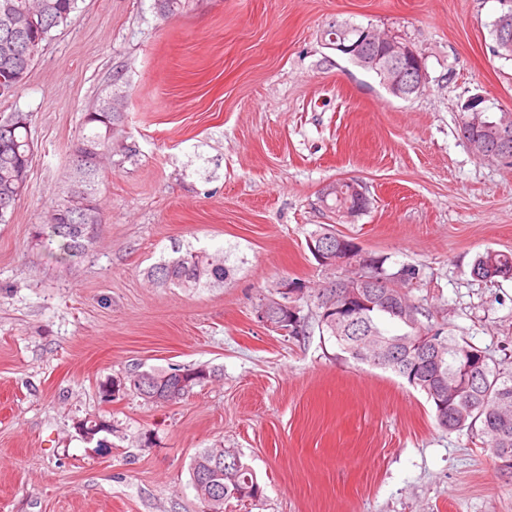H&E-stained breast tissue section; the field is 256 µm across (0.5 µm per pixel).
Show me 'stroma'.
I'll return each mask as SVG.
<instances>
[{
	"label": "stroma",
	"instance_id": "1",
	"mask_svg": "<svg viewBox=\"0 0 512 512\" xmlns=\"http://www.w3.org/2000/svg\"><path fill=\"white\" fill-rule=\"evenodd\" d=\"M504 0H80L0 113L32 114L28 189L0 224V512H202L191 461L237 449L263 493L224 512H512V472L479 428L441 429L425 395L344 357L311 329L259 323L282 280L334 278L306 244L319 224L411 267L423 323L512 369V278L476 280L488 250L512 251V166L474 154L460 105L512 110V60L493 56ZM373 25L423 56L404 101L328 48L337 21ZM124 121L105 164V220L81 261L39 241L70 147L104 89ZM360 181L348 223L325 185ZM223 250L224 284L153 285L175 250ZM203 365L180 403L101 384ZM114 431L101 454L79 423ZM342 185L348 186L350 189V194L354 195L355 200L353 204L348 203L350 201L348 197L343 196L340 198L336 196V193H339V190ZM334 191H336V193L331 194ZM329 194L331 195L328 196ZM323 197L327 198L323 200V202L325 203V208L329 212L336 214L343 209V211L341 212L342 223L350 221L353 217L357 216L362 211H364L368 203V198L366 197L364 190H362L361 186L358 183L351 182L350 180H344L342 182H338L336 184L329 186L325 190ZM347 203L348 208L344 209L347 206Z\"/></svg>",
	"mask_w": 512,
	"mask_h": 512
}]
</instances>
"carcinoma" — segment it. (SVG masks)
Instances as JSON below:
<instances>
[{
  "instance_id": "1",
  "label": "carcinoma",
  "mask_w": 512,
  "mask_h": 512,
  "mask_svg": "<svg viewBox=\"0 0 512 512\" xmlns=\"http://www.w3.org/2000/svg\"><path fill=\"white\" fill-rule=\"evenodd\" d=\"M79 0H0V85L17 90L24 82L45 44L58 28L70 25L78 11ZM107 95H100L85 112L82 130L71 147L72 160L68 176L71 186L82 194V200L102 215L99 194L102 183V164L95 160V150L112 154L117 128L123 123L124 113L104 107ZM28 114L13 113L0 120V224L8 223L22 192L18 190L17 174L30 171L33 150L29 129L12 127L14 119ZM512 123V110L485 113L487 125L478 131L480 140L496 147L495 128L504 117ZM80 206L68 207L64 197L55 200L48 211L41 238L56 246L61 258L72 261L83 257L93 244L91 225L84 223ZM325 240L324 257L336 256V232L321 224L310 232ZM387 258L373 257L376 276L387 282H401L405 288L413 286L418 277L413 268L391 272ZM231 269L226 266L224 252L188 249L176 257L163 259L146 271L147 277L159 286H175L193 291L224 283ZM481 279L512 276V252L487 251L479 255L472 268ZM380 288L366 289V305L360 308L359 324L345 330L336 326V313L330 308L329 289L315 290L314 321L319 332L333 338L338 349L349 358L371 362L366 343L376 336L398 340V356L382 366L384 370L405 378L424 392L435 410L436 420L450 432L469 429L481 424L484 445L491 455L503 462L512 460V370L496 369L489 364L485 351L444 331L425 326L419 318L418 306L410 301L391 297V311L381 309ZM394 323L398 331L390 332L387 323ZM183 385L173 375L175 369L136 371L127 376L131 386L127 390L147 402L178 404L197 386L208 381L213 372L194 366H183ZM214 449L203 448L191 464L192 482L201 484L197 496L203 507L212 512H224V502L230 499L244 501L258 497L261 487L253 471L242 462L240 453L224 449V497L219 502L207 500L209 487L203 485L206 464L211 462Z\"/></svg>"
}]
</instances>
